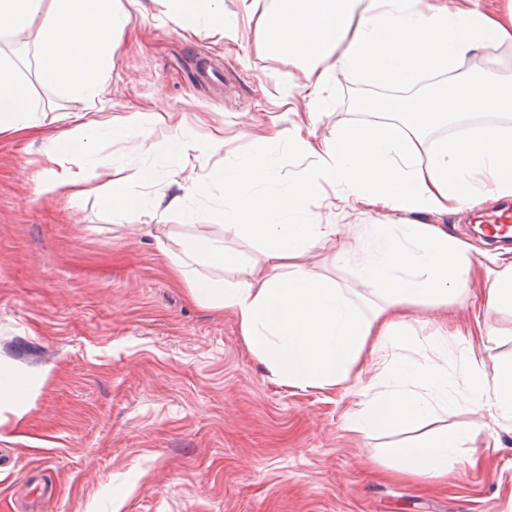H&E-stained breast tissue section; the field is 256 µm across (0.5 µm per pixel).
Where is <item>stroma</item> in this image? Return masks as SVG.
I'll use <instances>...</instances> for the list:
<instances>
[{"mask_svg":"<svg viewBox=\"0 0 512 512\" xmlns=\"http://www.w3.org/2000/svg\"><path fill=\"white\" fill-rule=\"evenodd\" d=\"M105 82V115L139 113L137 138L102 139L91 160L97 185L148 195L155 223L177 240L223 239L245 256L251 239L223 234L219 221L233 205L224 186L208 183L168 208L180 188L166 150L172 127L156 105L177 113L196 134L223 139L202 158L196 176L234 165L262 149L269 127L291 129L307 112L301 64L256 46L242 0H224L238 18L237 42H213L168 21L162 0H141ZM29 53L20 75L30 82L43 131L61 112L88 105L35 81ZM293 86L288 105L280 91ZM383 88L336 72L320 96L316 125L332 141L366 121L352 103L354 88ZM40 133L0 135V362L45 372L22 413L0 409V512H512V421L467 400L438 411L425 432L469 427L474 447L462 448L447 475L391 479L393 448L405 434L363 436L348 417L373 392L377 358L351 388L302 390L273 378L248 349L235 317L194 301L136 216L113 218L95 196L74 201L44 195L36 181L52 167ZM151 183H144V171ZM512 208V197L448 215L419 213L469 244L470 256L497 270L506 245L478 236L479 215ZM308 216L336 224L335 251L315 249L304 265L335 278L356 303L374 299L359 278L358 225L372 217L353 198L320 187ZM408 327L388 355L421 358L431 326L447 325L448 343L480 356L512 357V312H485L471 290L446 305H410Z\"/></svg>","mask_w":512,"mask_h":512,"instance_id":"obj_1","label":"stroma"}]
</instances>
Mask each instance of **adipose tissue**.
<instances>
[{"instance_id":"obj_1","label":"adipose tissue","mask_w":512,"mask_h":512,"mask_svg":"<svg viewBox=\"0 0 512 512\" xmlns=\"http://www.w3.org/2000/svg\"><path fill=\"white\" fill-rule=\"evenodd\" d=\"M167 17L221 41L235 37L237 20L224 0H164ZM140 0H0V36L38 30V76L62 95L90 106L62 112L64 130L49 136L48 152L72 158L70 166L40 174L43 193L63 196L66 189L99 196L113 217L137 215L172 272L193 299L228 311L239 323L249 350L282 383L301 389L342 387L360 379L364 351H385L410 304L440 306L475 278L468 246L434 224L397 223L393 213L445 214L479 205L486 197L512 196V131L481 128L457 139L438 138L429 151L427 134L469 115L512 112V74L487 71L460 78L455 70L470 53L490 44L512 43V9L490 14L479 0H457L455 9L435 0H246L261 51L304 62L307 85L321 89L336 72L403 88L428 76L430 91L399 98L378 97L368 112L373 122L339 133L335 141L313 144L301 127L288 133L279 155L260 152L237 166L211 169L208 179L224 185L235 203L224 232L255 240L259 258L242 262L222 241L203 238L178 242L154 223L145 198L119 189L101 192L86 164L102 133L128 141L138 135L136 116L94 118L91 109L105 93L103 76L112 65L118 41L130 26ZM31 91L16 63L0 53V134L39 128ZM221 139L201 140L176 128L168 150L186 171L183 195L198 193L203 181L189 177L201 158L217 152ZM309 154L316 166L287 191L261 193L288 155ZM354 197L374 210L362 225L359 276L381 297L371 315L348 297L336 280L305 268L314 248L336 246L332 224L303 220L307 199L320 184ZM238 269L233 279L201 275L198 265ZM432 356L382 362L377 390L351 415L349 430L363 435L394 433L423 424L435 407L453 406L458 395L512 421V358L486 360L457 356L442 337L431 342ZM463 361L460 376L448 372ZM472 429L422 437L395 449L390 463L398 474L447 472L460 448L474 443Z\"/></svg>"}]
</instances>
